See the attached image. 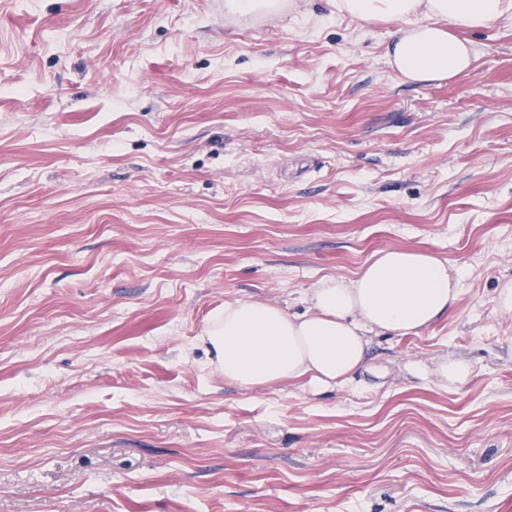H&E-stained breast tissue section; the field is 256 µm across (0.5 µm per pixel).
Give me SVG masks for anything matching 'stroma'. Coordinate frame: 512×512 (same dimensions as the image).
<instances>
[{
	"mask_svg": "<svg viewBox=\"0 0 512 512\" xmlns=\"http://www.w3.org/2000/svg\"><path fill=\"white\" fill-rule=\"evenodd\" d=\"M336 0H0V512H512V22L405 80ZM461 275L342 386L203 330L382 250ZM472 366L460 387L443 358ZM288 3V8L293 6L294 1L287 0H226L224 8L232 14L241 16L248 15H278L282 13ZM435 373L441 382L449 386H463L467 383L471 373L470 363L460 359H444L437 363Z\"/></svg>",
	"mask_w": 512,
	"mask_h": 512,
	"instance_id": "stroma-1",
	"label": "stroma"
}]
</instances>
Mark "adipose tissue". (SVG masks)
<instances>
[{
	"mask_svg": "<svg viewBox=\"0 0 512 512\" xmlns=\"http://www.w3.org/2000/svg\"><path fill=\"white\" fill-rule=\"evenodd\" d=\"M336 7L364 22L397 21L389 61L401 76L419 82L472 65L476 50L458 29L512 20V0H336ZM460 294L461 279L446 260L418 250H383L353 280L319 281L307 296L306 313L237 300L209 319L203 337L225 380L245 388L288 381L321 389L345 384L363 368L367 333H419Z\"/></svg>",
	"mask_w": 512,
	"mask_h": 512,
	"instance_id": "adipose-tissue-1",
	"label": "adipose tissue"
}]
</instances>
